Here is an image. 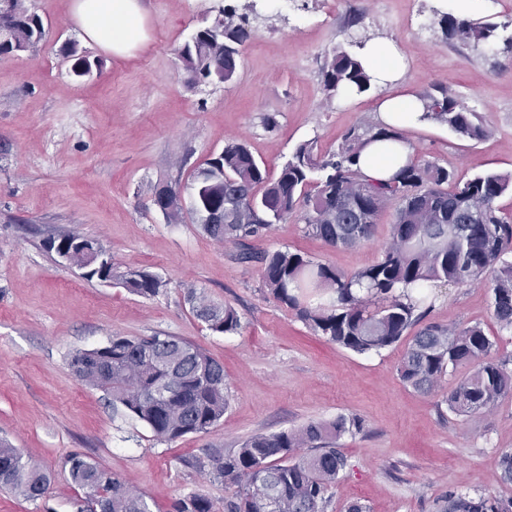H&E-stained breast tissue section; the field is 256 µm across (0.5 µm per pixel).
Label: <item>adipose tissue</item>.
I'll use <instances>...</instances> for the list:
<instances>
[{"mask_svg": "<svg viewBox=\"0 0 512 512\" xmlns=\"http://www.w3.org/2000/svg\"><path fill=\"white\" fill-rule=\"evenodd\" d=\"M71 16L90 43L122 57L145 37L144 14L140 0H73ZM422 108L417 97L386 96L379 106V123L406 128L422 124ZM407 146L394 141L369 144L359 160L371 180L391 179L408 158Z\"/></svg>", "mask_w": 512, "mask_h": 512, "instance_id": "1", "label": "adipose tissue"}]
</instances>
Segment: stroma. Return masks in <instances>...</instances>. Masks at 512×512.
Masks as SVG:
<instances>
[{
    "label": "stroma",
    "mask_w": 512,
    "mask_h": 512,
    "mask_svg": "<svg viewBox=\"0 0 512 512\" xmlns=\"http://www.w3.org/2000/svg\"><path fill=\"white\" fill-rule=\"evenodd\" d=\"M439 1L461 19L512 20V0H290L253 22L231 82L191 85L178 48L215 8L244 0H143L146 37L123 57L86 41L68 17L71 0H23L47 36L30 52L0 57V439L46 468L51 485L36 501L0 491V512H78L81 492L65 466L75 452L145 494L153 512H172L193 493L220 506L231 492L213 478L211 455L339 415L363 429L338 443L346 467L326 512L356 501L367 512H439L451 491L512 497L500 480L502 456L512 451V397L456 416L444 397L464 368L448 371L431 393L406 387L398 365L407 341L359 355L315 335L268 294L260 265L239 263L237 247L215 243L190 213L171 224L153 203L160 186H189L230 141L245 142L273 175L304 141L331 154L351 127L375 122L391 90L447 88L487 130L470 140L436 122L403 129L413 157L464 180L512 173V52L448 40L433 22L415 32L412 19ZM357 12L375 42L395 44L404 67L392 86L325 101L321 68L347 45ZM66 43L101 59L102 69L75 78ZM395 215L388 205L372 240L354 247L308 235L298 215L248 247L299 252L352 273L379 259ZM61 231L97 240L117 265L151 271L165 288L147 299L84 277L48 251ZM194 288L234 307L238 331L198 321L186 301ZM431 292L427 321L480 325L499 354H512V328L495 319L489 288L436 283ZM156 333L184 338L223 365L230 406L208 432L157 441L69 364L73 350L112 336Z\"/></svg>",
    "instance_id": "obj_1"
}]
</instances>
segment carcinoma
Returning <instances> with one entry per match:
<instances>
[{"mask_svg":"<svg viewBox=\"0 0 512 512\" xmlns=\"http://www.w3.org/2000/svg\"><path fill=\"white\" fill-rule=\"evenodd\" d=\"M446 38L474 48L492 49L512 43L508 25L487 19H459L434 10ZM257 7L224 6L200 27L193 40L177 51L181 68L194 82H230L236 75L242 47L250 36ZM45 30L42 18L0 0V56L19 46L34 47ZM366 40L353 38L338 46L321 71L326 99L339 100L376 89L378 78L362 58ZM80 78L100 70L103 62L78 50L62 47ZM423 119L442 123L461 137L480 139L485 129L478 113L446 89L423 95ZM400 141L393 127L366 124L351 128L332 158L324 160L313 143L299 144L272 177L241 142L231 141L209 158L191 183L195 194L190 210L224 211V223L203 224L211 239L239 247L237 260L261 264L269 294L296 311L315 335L351 352L366 354L390 347L425 317L424 288L435 281L453 286L490 282L496 320L512 328V217L502 215L497 200L512 190V173L477 174L462 182L448 169L418 159L409 160L396 180L374 183L359 167L367 145ZM397 203L389 240L374 264L352 274L339 272L308 256L276 251L260 256L245 248L257 237L294 213L318 205L319 216L305 223L306 232L333 247L355 246L373 235L380 213ZM154 204L172 223L182 208L169 186L155 191ZM48 247L69 253V264L89 279H110L130 293L151 298L164 288L161 278L145 269L119 270L112 254L92 239L71 231L49 241ZM325 288L327 304H303L294 291ZM186 300L195 317L208 329L233 333L240 317L230 305H218L202 291H188ZM494 341L483 328L470 325L450 329L429 323L421 328L399 366L403 383L417 392L435 389L448 368L467 364L470 371L448 391V409L459 416L482 413L500 399L512 397V356L492 355ZM76 375L88 386L110 396L143 423L159 441L208 432L230 404L224 367L203 349L175 336L146 338L114 336L108 344L76 350L70 355ZM178 369L181 390L164 397L157 391L169 368ZM360 421L342 415L331 421H311L299 428L256 434L238 448L212 457V475L235 494L224 500V512H325L327 493L344 470L345 457L337 442L347 433L360 432ZM71 483L83 492L79 512H152L143 493L128 489L112 471L90 456L75 452L67 461ZM51 484L48 471L8 441H0V489L35 501ZM173 512H217L208 497L191 494L178 499ZM440 512H512V498L451 494Z\"/></svg>","mask_w":512,"mask_h":512,"instance_id":"1","label":"carcinoma"}]
</instances>
